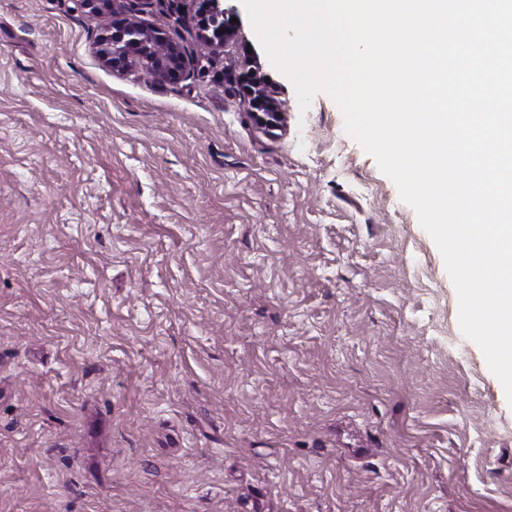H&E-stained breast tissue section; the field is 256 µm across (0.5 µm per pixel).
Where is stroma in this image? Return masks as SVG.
<instances>
[{"mask_svg":"<svg viewBox=\"0 0 512 512\" xmlns=\"http://www.w3.org/2000/svg\"><path fill=\"white\" fill-rule=\"evenodd\" d=\"M220 6L211 54L199 0H130L186 50L155 82L77 0H0V512H512V405L434 240ZM205 8L201 24L195 31L197 42L207 49L216 50L221 47L224 40H228L235 35L234 27L230 24L228 18L224 16V9L219 6V0H202ZM221 22L220 35L215 36L213 26ZM251 105L262 111L263 116L256 117L258 123L264 128L287 129L288 112L282 103L275 97L276 91L256 71L245 78Z\"/></svg>","mask_w":512,"mask_h":512,"instance_id":"stroma-1","label":"stroma"}]
</instances>
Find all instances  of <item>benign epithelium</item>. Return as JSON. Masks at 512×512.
Instances as JSON below:
<instances>
[{
    "label": "benign epithelium",
    "instance_id": "obj_1",
    "mask_svg": "<svg viewBox=\"0 0 512 512\" xmlns=\"http://www.w3.org/2000/svg\"><path fill=\"white\" fill-rule=\"evenodd\" d=\"M78 2L93 13L106 11L112 16L111 24L94 41L96 53L107 67L117 71L134 69L159 82L176 79L185 71L182 46L131 14L126 7L127 0ZM203 3V18L195 38L203 47L215 50L235 35L234 27L225 18L219 0H203ZM245 81L251 105L262 111L258 123L267 129H287L288 112L275 97V90L255 71Z\"/></svg>",
    "mask_w": 512,
    "mask_h": 512
}]
</instances>
